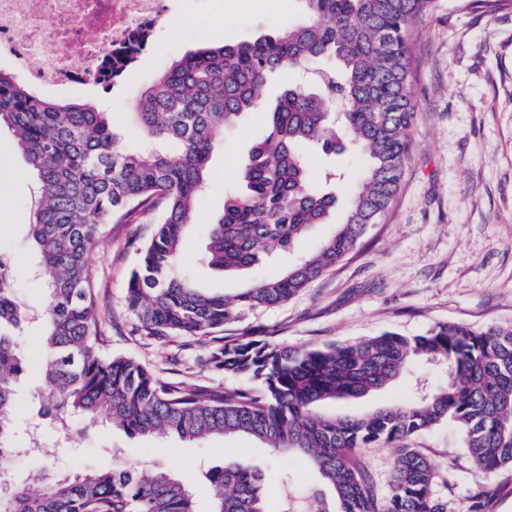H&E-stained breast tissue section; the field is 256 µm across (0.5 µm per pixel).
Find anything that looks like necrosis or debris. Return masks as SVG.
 <instances>
[{"label":"necrosis or debris","mask_w":512,"mask_h":512,"mask_svg":"<svg viewBox=\"0 0 512 512\" xmlns=\"http://www.w3.org/2000/svg\"><path fill=\"white\" fill-rule=\"evenodd\" d=\"M161 0H0V56L60 89L124 79L163 29Z\"/></svg>","instance_id":"necrosis-or-debris-1"}]
</instances>
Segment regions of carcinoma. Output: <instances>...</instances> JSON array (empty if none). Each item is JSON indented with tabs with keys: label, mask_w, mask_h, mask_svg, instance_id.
I'll return each instance as SVG.
<instances>
[{
	"label": "carcinoma",
	"mask_w": 512,
	"mask_h": 512,
	"mask_svg": "<svg viewBox=\"0 0 512 512\" xmlns=\"http://www.w3.org/2000/svg\"><path fill=\"white\" fill-rule=\"evenodd\" d=\"M302 2V23L190 52L155 77L136 104L148 139L137 150L121 145L106 110L41 99L0 69V127L16 133L37 180L28 235L46 290L41 369L49 393L42 406L64 437L66 416L79 414L130 436H236L300 455L320 483L302 502L284 476L286 512H449L448 502L432 494L438 466L419 449H399L386 497L377 493L360 449L451 421L478 469L512 468V326L440 324L418 336L385 332L313 347H288L250 331L215 336L235 312L287 302L352 252L369 225L389 213L409 155L416 111L411 34L434 0ZM285 71L305 80L288 82L242 168L243 190L224 197L210 225L207 265L222 273L250 269L327 223L336 195L320 185L305 147L334 154L345 137L369 163L343 221L312 254L235 294L206 293L179 257L196 201L209 189L216 135L258 109L268 81ZM149 210L160 217L137 249L125 294L137 331L205 340L213 345L205 365L252 385L168 382L134 359L102 353V309L87 257L103 225L134 224ZM16 278L14 263L0 255V471L11 459L15 384L28 364L15 339L29 319L15 295ZM425 365L442 371L445 382L423 383ZM406 377L414 387L396 404L360 414L329 411ZM205 478L212 512H266L259 469L231 462ZM37 483L35 491L13 487L0 512H197L195 494L163 469L140 473L103 464Z\"/></svg>",
	"instance_id": "obj_1"
}]
</instances>
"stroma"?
Segmentation results:
<instances>
[{"label":"stroma","mask_w":512,"mask_h":512,"mask_svg":"<svg viewBox=\"0 0 512 512\" xmlns=\"http://www.w3.org/2000/svg\"><path fill=\"white\" fill-rule=\"evenodd\" d=\"M175 36L140 58L124 82L110 88H75L65 98L106 109L123 134L125 148L139 147L145 134L134 119L141 91L174 60L211 44H236L277 33L301 22V0H172ZM416 117L401 187L390 212L370 225L357 249L288 302L236 313L221 330L233 336L250 330L279 344L317 346L355 342L384 332L425 334L439 324L473 329L512 325V7L492 9L483 0H435L433 11L412 32ZM217 136L212 168L217 174L186 230L181 264L199 288L233 293L246 283L281 274L288 259L257 266L241 275H221L201 261L210 224L224 207V195L240 185L247 153L264 133L267 105ZM315 172H344L334 190L348 198L366 167L357 148L325 156L310 151ZM36 179L17 148L15 135L0 131V253L19 268L15 292L31 309L44 298L35 274L36 256L28 222ZM159 217L142 214L135 224H108L89 256L93 286L103 306L106 353L135 359L171 381L187 379L213 387L239 385L238 377L205 367L207 346L183 336L148 340L135 332L137 320L125 293ZM41 322L32 319L18 333L28 370L16 385L14 443L19 447L7 473L13 483L33 484L40 474L73 473L109 462L143 472L166 467L195 493L201 512H210L204 472L228 462L260 468L268 508L278 512L279 483L294 477L298 489L318 476L293 456L274 454L251 440L214 436L186 442L177 435L132 437L108 424L69 419V437L40 408L47 386L40 375ZM406 447L420 449L437 464L434 495L453 512H512V469H476L454 424L416 435Z\"/></svg>","instance_id":"stroma-1"}]
</instances>
